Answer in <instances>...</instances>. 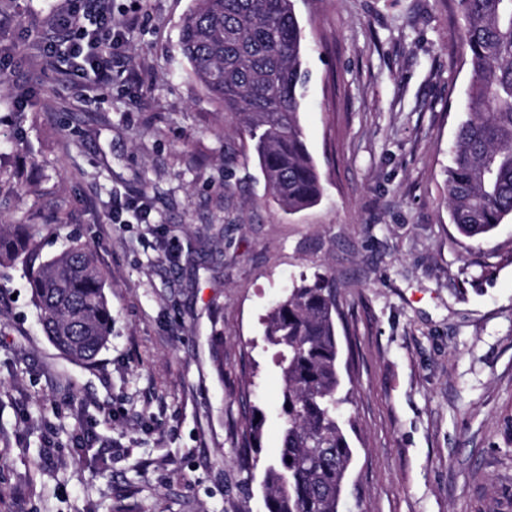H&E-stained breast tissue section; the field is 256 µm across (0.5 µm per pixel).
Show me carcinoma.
Listing matches in <instances>:
<instances>
[{
    "instance_id": "cac0c4a2",
    "label": "carcinoma",
    "mask_w": 512,
    "mask_h": 512,
    "mask_svg": "<svg viewBox=\"0 0 512 512\" xmlns=\"http://www.w3.org/2000/svg\"><path fill=\"white\" fill-rule=\"evenodd\" d=\"M458 2L471 89L446 200L457 232L477 238L512 218V0ZM303 42L293 0H193L179 34L190 75L249 136L268 190L290 213L321 196L299 121ZM18 261L48 341L69 362L95 366L112 336V307L91 247L74 240L38 264L30 239L0 225V266ZM336 310L329 278L316 275L288 289L263 321L282 380L280 446L261 481L267 512H339L353 449ZM240 438L261 447L263 419L245 421Z\"/></svg>"
}]
</instances>
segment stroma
<instances>
[{
	"instance_id": "obj_1",
	"label": "stroma",
	"mask_w": 512,
	"mask_h": 512,
	"mask_svg": "<svg viewBox=\"0 0 512 512\" xmlns=\"http://www.w3.org/2000/svg\"><path fill=\"white\" fill-rule=\"evenodd\" d=\"M112 4L139 16L120 50L137 80L98 89L43 65L63 0H0V224L38 225L41 261L89 244L112 303L81 368L25 265L0 267V512H267L282 383L263 320L317 273L351 377L347 512H512V220L463 237L444 192L469 85L457 0H294L323 187L294 214L189 73L192 0ZM120 197L148 219L113 223ZM257 413H260V419H257ZM240 438L242 448H260L263 438V417L260 409L247 421L241 429Z\"/></svg>"
}]
</instances>
